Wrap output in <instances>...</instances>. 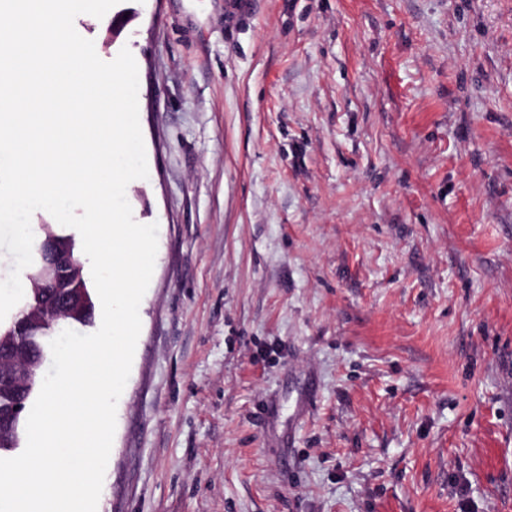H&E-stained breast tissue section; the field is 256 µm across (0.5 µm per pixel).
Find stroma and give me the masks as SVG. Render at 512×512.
I'll list each match as a JSON object with an SVG mask.
<instances>
[{"mask_svg":"<svg viewBox=\"0 0 512 512\" xmlns=\"http://www.w3.org/2000/svg\"><path fill=\"white\" fill-rule=\"evenodd\" d=\"M157 223L98 512H512V0H119Z\"/></svg>","mask_w":512,"mask_h":512,"instance_id":"1","label":"stroma"}]
</instances>
